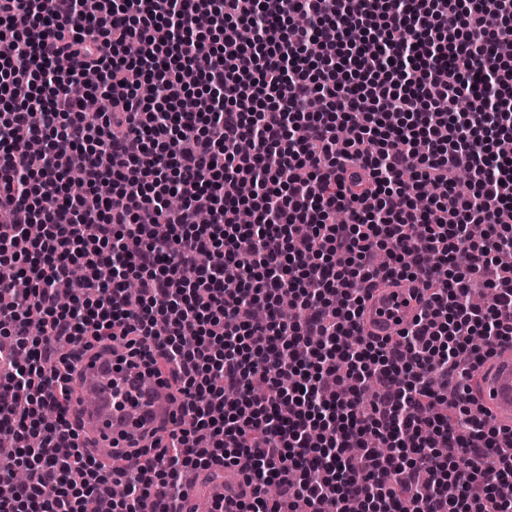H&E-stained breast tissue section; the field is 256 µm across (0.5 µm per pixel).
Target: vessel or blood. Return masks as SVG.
Instances as JSON below:
<instances>
[{"label":"vessel or blood","instance_id":"obj_1","mask_svg":"<svg viewBox=\"0 0 512 512\" xmlns=\"http://www.w3.org/2000/svg\"><path fill=\"white\" fill-rule=\"evenodd\" d=\"M419 294L407 283L374 289L358 321L362 335H397L417 316ZM79 397L70 409L88 447L111 448L125 457L133 441L150 436L157 427L169 428L173 415L172 389L166 378L139 373L117 357L86 358L78 364ZM471 397L503 430L512 429V348H497L472 380ZM244 488L237 467L224 470V479L210 487L214 496H236Z\"/></svg>","mask_w":512,"mask_h":512}]
</instances>
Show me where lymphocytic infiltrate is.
I'll return each mask as SVG.
<instances>
[{
  "label": "lymphocytic infiltrate",
  "mask_w": 512,
  "mask_h": 512,
  "mask_svg": "<svg viewBox=\"0 0 512 512\" xmlns=\"http://www.w3.org/2000/svg\"><path fill=\"white\" fill-rule=\"evenodd\" d=\"M502 41L512 0H0V512H181L231 463L210 512H512V436L452 382L512 340ZM389 279L421 313L357 335ZM118 340L185 418L136 469L68 418ZM244 489L239 468L230 466L224 468V483L218 482L211 485L209 492L211 496L234 497Z\"/></svg>",
  "instance_id": "lymphocytic-infiltrate-1"
}]
</instances>
